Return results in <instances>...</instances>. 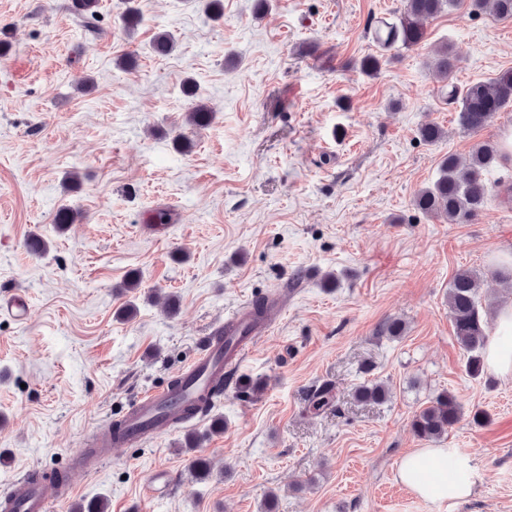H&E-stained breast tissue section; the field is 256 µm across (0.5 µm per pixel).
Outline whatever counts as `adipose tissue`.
<instances>
[{
	"mask_svg": "<svg viewBox=\"0 0 512 512\" xmlns=\"http://www.w3.org/2000/svg\"><path fill=\"white\" fill-rule=\"evenodd\" d=\"M494 329L486 347L488 366L505 379L512 378V302L499 308ZM450 454L446 448H419L406 455L399 466L400 480L418 496L434 502L453 503L469 497L476 482V471L463 459L455 471L442 469Z\"/></svg>",
	"mask_w": 512,
	"mask_h": 512,
	"instance_id": "ef3b65f1",
	"label": "adipose tissue"
}]
</instances>
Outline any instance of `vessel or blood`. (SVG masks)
I'll return each instance as SVG.
<instances>
[{"mask_svg": "<svg viewBox=\"0 0 512 512\" xmlns=\"http://www.w3.org/2000/svg\"><path fill=\"white\" fill-rule=\"evenodd\" d=\"M267 305L264 321L252 322L251 308L246 305L233 317L214 325L201 351L181 371L182 391L175 395L164 388L141 393L123 414L124 431L116 435L108 427L98 430L93 446L68 457L62 469L63 481L49 477L36 479L28 473L11 480L6 500L13 512H49L48 499L52 496L59 503H66L73 493L75 473H94L111 458L113 448L152 438L160 428L174 425L180 407L207 392L212 380L223 374L225 363L241 362L256 342L268 334L284 310V293L271 294ZM227 335L235 336L236 341L225 354L221 348Z\"/></svg>", "mask_w": 512, "mask_h": 512, "instance_id": "vessel-or-blood-1", "label": "vessel or blood"}]
</instances>
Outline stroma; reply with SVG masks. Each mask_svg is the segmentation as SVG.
<instances>
[{
    "instance_id": "35a3bbf8",
    "label": "stroma",
    "mask_w": 512,
    "mask_h": 512,
    "mask_svg": "<svg viewBox=\"0 0 512 512\" xmlns=\"http://www.w3.org/2000/svg\"><path fill=\"white\" fill-rule=\"evenodd\" d=\"M223 2L212 22L198 0H138L147 22L129 36L121 0H100L93 32L68 0H0L12 43L0 56V303L21 289L33 308L24 324L0 312V495L168 385L240 305L284 289L285 313L237 370L263 381L258 397L227 389L188 431L116 449L50 512L95 498L108 512H264L271 492L276 512H512V379L468 376L448 315L462 269L480 274L487 315L512 301V281L494 268L512 251V201L498 185L512 163L488 171L493 193L471 223L412 206L443 156L512 128L510 104L462 132L441 96L445 83L512 70V20L461 0L426 21L424 46L368 77L358 63L376 51L369 24L404 0H277L261 19L254 0ZM159 30L177 38L170 55L150 51ZM442 44L457 57L445 81L427 64ZM124 54L134 71L116 66ZM198 99L215 118L191 128L184 115ZM427 123L443 128L441 141H421ZM179 133L190 152L174 148ZM65 206L82 218L61 231ZM32 234L49 240L46 255L30 254ZM132 272L138 312L123 321L118 288ZM329 272L339 287H322ZM154 292L175 295L178 314L148 301ZM395 318L406 331L391 340L379 329ZM323 382L333 405L310 413L307 394ZM370 382L386 385L387 401L356 398ZM444 390L462 415L434 445L478 473L453 505L398 478L402 458L425 445L413 415ZM477 410L486 423H473ZM189 433L200 440L191 452ZM195 455L213 465L202 482L187 470ZM158 470L173 484L146 498Z\"/></svg>"
}]
</instances>
